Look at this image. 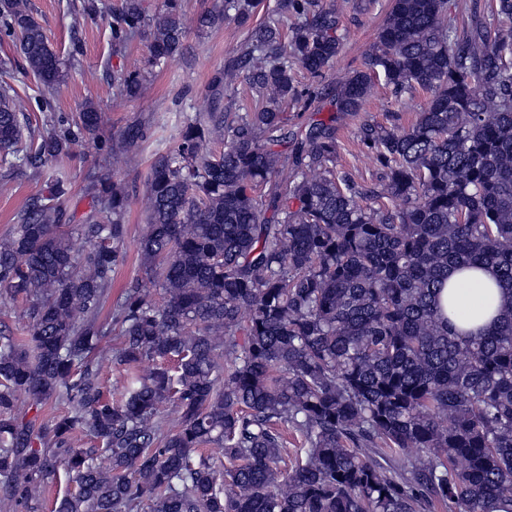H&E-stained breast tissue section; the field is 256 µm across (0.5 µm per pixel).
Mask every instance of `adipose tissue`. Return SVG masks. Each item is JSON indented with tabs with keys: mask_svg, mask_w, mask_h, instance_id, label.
Wrapping results in <instances>:
<instances>
[{
	"mask_svg": "<svg viewBox=\"0 0 512 512\" xmlns=\"http://www.w3.org/2000/svg\"><path fill=\"white\" fill-rule=\"evenodd\" d=\"M442 300L473 312L471 326L489 325L504 302L493 273L487 269L455 271L448 278Z\"/></svg>",
	"mask_w": 512,
	"mask_h": 512,
	"instance_id": "1",
	"label": "adipose tissue"
}]
</instances>
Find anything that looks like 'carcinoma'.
Wrapping results in <instances>:
<instances>
[{"instance_id": "1", "label": "carcinoma", "mask_w": 512, "mask_h": 512, "mask_svg": "<svg viewBox=\"0 0 512 512\" xmlns=\"http://www.w3.org/2000/svg\"><path fill=\"white\" fill-rule=\"evenodd\" d=\"M259 5L224 0L197 29L246 26ZM340 9L279 0L216 71L207 110L185 114L152 159L144 276L117 297L130 194L111 173L89 174L78 228L57 174L0 236V296L30 325L17 336L0 322L3 497L39 512L63 473L77 490L53 512H512V0H470L461 22L448 0H391L329 117L292 130L296 70L334 63ZM142 34L151 66L180 54V0L156 15L123 0L113 54ZM6 38L42 90L59 88L28 0H0ZM379 78L428 101L407 127L361 126L383 170L363 190L336 172V113L362 111ZM241 82L253 105L232 112ZM112 87L135 99L140 74L116 67ZM154 134L107 135L92 103L36 132L0 82L3 167L40 174L87 140L113 156ZM480 267L507 302L492 326L459 332L441 300L448 271ZM53 402L65 410L27 417ZM288 427L302 440L291 454Z\"/></svg>"}]
</instances>
